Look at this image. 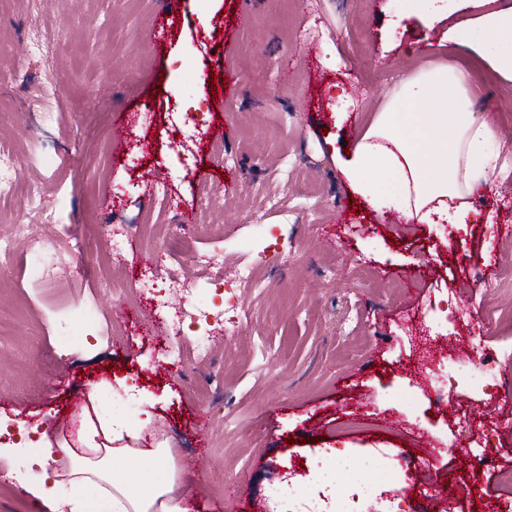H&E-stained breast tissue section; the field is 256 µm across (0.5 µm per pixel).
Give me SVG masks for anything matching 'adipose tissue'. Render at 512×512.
I'll use <instances>...</instances> for the list:
<instances>
[{
	"mask_svg": "<svg viewBox=\"0 0 512 512\" xmlns=\"http://www.w3.org/2000/svg\"><path fill=\"white\" fill-rule=\"evenodd\" d=\"M488 38L512 40V9L458 22L443 35L449 48L485 59L501 81L512 83V52L486 54L469 42V27ZM467 78L439 66L408 76L384 101L371 124L337 165L352 191L376 214L398 211L406 221L445 219L471 224L472 197L490 189L497 165L494 130L471 106ZM17 445L43 448L53 467L32 495L69 512H188L185 474L166 441L140 447V432L108 412L83 417L76 444L53 446L47 433L19 429Z\"/></svg>",
	"mask_w": 512,
	"mask_h": 512,
	"instance_id": "adipose-tissue-1",
	"label": "adipose tissue"
}]
</instances>
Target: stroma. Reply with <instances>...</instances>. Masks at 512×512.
Returning a JSON list of instances; mask_svg holds the SVG:
<instances>
[{"instance_id":"1","label":"stroma","mask_w":512,"mask_h":512,"mask_svg":"<svg viewBox=\"0 0 512 512\" xmlns=\"http://www.w3.org/2000/svg\"><path fill=\"white\" fill-rule=\"evenodd\" d=\"M457 4L430 28L403 17L402 0H253L246 13L239 0H187L183 15L162 23L158 0H0V72L9 75L0 141L19 145L20 173L44 180L42 202L57 210L56 223L36 224L0 203V238L17 240L0 265V421L75 441L98 386L113 413L162 427L186 470L189 512H273L271 489L290 463L344 448L384 469L402 464L409 512H430L415 434L452 442L463 416L477 435L502 419L496 466H512V322L481 327L501 363L500 403L483 406L461 389L442 408L414 410L399 388L442 338L387 287L417 272L421 304L447 289L474 307L512 309L491 271L512 259V236L496 234L512 224V178L493 177L492 192L473 197L480 219L456 226L450 242L436 224L395 236L336 165L391 90L437 63L467 72L471 102L495 130L493 152L512 143V86L481 58L438 46L449 25L512 0ZM35 17L53 42L48 65L30 52ZM333 56L334 69L325 64ZM228 81L237 96H225ZM47 82L53 93L33 101ZM194 106L220 151L181 148ZM150 173L170 183L167 212L153 208ZM178 208L196 221L194 234L176 223ZM19 224L28 235L16 236ZM102 224L154 227L129 235L117 298L102 286ZM327 235L337 248L323 245ZM182 236L197 249L222 245L224 271L253 264L264 285L243 296L236 334L211 333L207 360L175 368L161 361L167 329L143 286L142 257ZM477 273L484 285L470 287ZM117 305L124 324L95 343ZM496 466L470 476L478 512H512ZM234 484L239 499L225 501Z\"/></svg>"}]
</instances>
